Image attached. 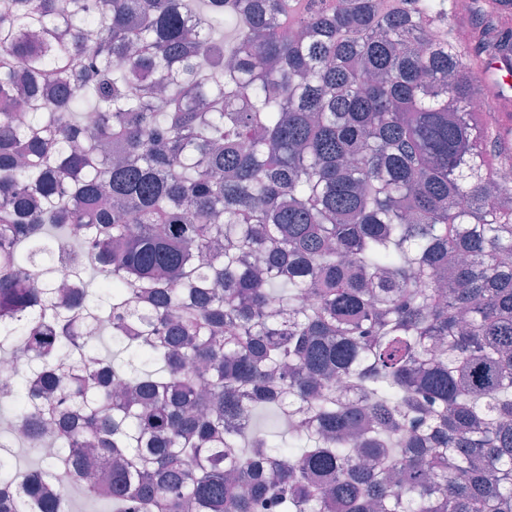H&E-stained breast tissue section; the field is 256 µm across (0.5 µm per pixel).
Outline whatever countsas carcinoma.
Masks as SVG:
<instances>
[{
  "instance_id": "obj_1",
  "label": "carcinoma",
  "mask_w": 512,
  "mask_h": 512,
  "mask_svg": "<svg viewBox=\"0 0 512 512\" xmlns=\"http://www.w3.org/2000/svg\"><path fill=\"white\" fill-rule=\"evenodd\" d=\"M193 2L0 0V512H512V0ZM67 494L71 512H108L109 510L106 502L88 499L76 485H68Z\"/></svg>"
}]
</instances>
